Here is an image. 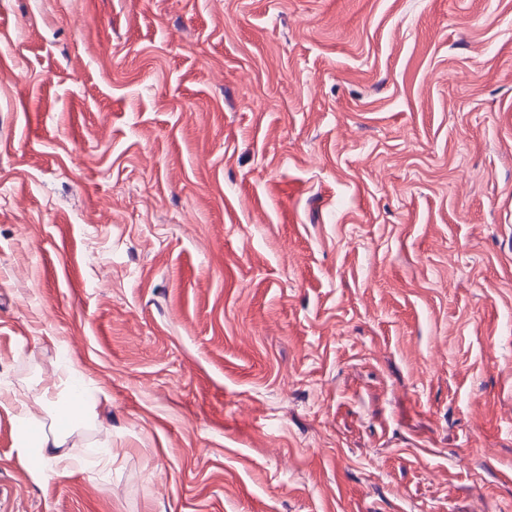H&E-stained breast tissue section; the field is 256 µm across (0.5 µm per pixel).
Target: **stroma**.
<instances>
[{
	"label": "stroma",
	"mask_w": 512,
	"mask_h": 512,
	"mask_svg": "<svg viewBox=\"0 0 512 512\" xmlns=\"http://www.w3.org/2000/svg\"><path fill=\"white\" fill-rule=\"evenodd\" d=\"M0 512H512V0H0ZM71 363L59 366L54 382L31 397L42 406L45 420L36 431L28 434L25 450H35L41 467L62 474L74 462L67 451L68 442L81 430L104 431L111 435L112 429L98 418L95 394H103L91 380L81 381L75 376Z\"/></svg>",
	"instance_id": "35a3bbf8"
}]
</instances>
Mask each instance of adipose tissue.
<instances>
[{"label":"adipose tissue","instance_id":"ef3b65f1","mask_svg":"<svg viewBox=\"0 0 512 512\" xmlns=\"http://www.w3.org/2000/svg\"><path fill=\"white\" fill-rule=\"evenodd\" d=\"M97 392L92 381L78 380L72 364L65 363L59 366L54 382L34 399L14 397V418L19 427L28 429L26 446L37 452L42 465L64 473L74 461L67 449L73 435L81 430H104L96 411ZM32 401L41 405L46 418L37 427L32 426L28 416V404Z\"/></svg>","mask_w":512,"mask_h":512}]
</instances>
